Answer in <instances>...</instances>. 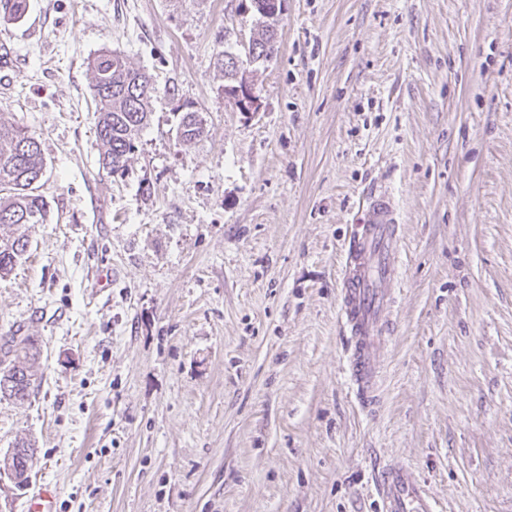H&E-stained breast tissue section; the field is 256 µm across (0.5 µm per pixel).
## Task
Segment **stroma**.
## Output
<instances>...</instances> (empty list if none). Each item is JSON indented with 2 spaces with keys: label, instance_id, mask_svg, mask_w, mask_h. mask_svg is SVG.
Here are the masks:
<instances>
[{
  "label": "stroma",
  "instance_id": "stroma-1",
  "mask_svg": "<svg viewBox=\"0 0 512 512\" xmlns=\"http://www.w3.org/2000/svg\"><path fill=\"white\" fill-rule=\"evenodd\" d=\"M240 0H29L0 19V118L39 138L46 220L0 278V344L40 353L0 400L57 512H382L413 470L436 512H512V0H283L278 51L215 62ZM158 89L125 176L99 162L87 64ZM190 100L207 132L177 139ZM402 224L374 410L346 370L344 246L369 192Z\"/></svg>",
  "mask_w": 512,
  "mask_h": 512
}]
</instances>
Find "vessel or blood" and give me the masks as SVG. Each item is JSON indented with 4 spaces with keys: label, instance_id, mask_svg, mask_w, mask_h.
<instances>
[{
    "label": "vessel or blood",
    "instance_id": "obj_1",
    "mask_svg": "<svg viewBox=\"0 0 512 512\" xmlns=\"http://www.w3.org/2000/svg\"><path fill=\"white\" fill-rule=\"evenodd\" d=\"M400 246V226L392 198L374 194L361 224L353 231L343 264L341 320L351 336L347 369L356 394L372 403L389 334L387 311L394 302L398 270L392 256ZM57 490L42 485L28 512H56ZM383 512H435L412 472L389 469L382 475Z\"/></svg>",
    "mask_w": 512,
    "mask_h": 512
}]
</instances>
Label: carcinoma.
<instances>
[{
    "mask_svg": "<svg viewBox=\"0 0 512 512\" xmlns=\"http://www.w3.org/2000/svg\"><path fill=\"white\" fill-rule=\"evenodd\" d=\"M268 0H250L257 17V32L252 36L256 53L251 61H265L276 51V20H265L260 5ZM28 0H0V16L24 17ZM238 55L222 50L217 65L228 84H235V59ZM92 90L96 100L95 129L99 144V161L114 174L124 173L129 155L139 133L148 125L151 103L156 94L152 78L131 66L119 53L102 50L89 62ZM183 109L179 122L182 143L193 142L206 132L204 117L192 101L179 105ZM44 158L35 133L0 119V277L9 274L29 251V239L23 230L27 224L45 221L47 202L38 193L43 176ZM37 355L34 339L25 336L14 341L0 360V399L22 404L30 397L35 376L29 361ZM7 452L0 457V472L22 489L28 478L7 465Z\"/></svg>",
    "mask_w": 512,
    "mask_h": 512,
    "instance_id": "cac0c4a2",
    "label": "carcinoma"
}]
</instances>
